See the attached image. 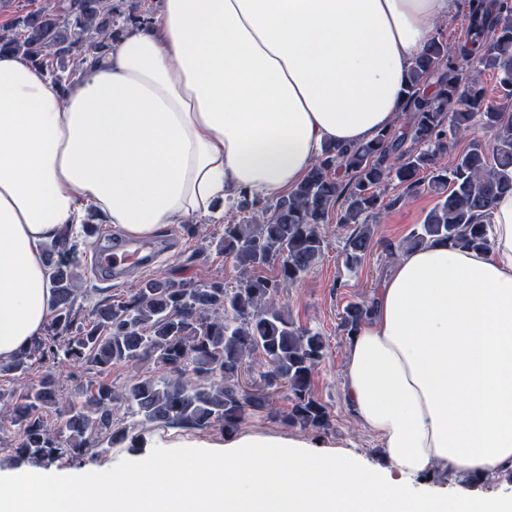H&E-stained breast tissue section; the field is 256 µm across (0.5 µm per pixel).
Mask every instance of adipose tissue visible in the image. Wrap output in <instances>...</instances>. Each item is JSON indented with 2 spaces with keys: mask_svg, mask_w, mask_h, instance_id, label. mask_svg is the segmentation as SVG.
I'll return each instance as SVG.
<instances>
[{
  "mask_svg": "<svg viewBox=\"0 0 512 512\" xmlns=\"http://www.w3.org/2000/svg\"><path fill=\"white\" fill-rule=\"evenodd\" d=\"M457 0H160L67 91L0 54V360L41 336L46 243L95 210L126 236L277 197L326 143L401 114L413 58ZM491 245L402 252L346 347L375 463L296 435H168L107 466L0 469V512H512L416 478L512 469V193Z\"/></svg>",
  "mask_w": 512,
  "mask_h": 512,
  "instance_id": "ef3b65f1",
  "label": "adipose tissue"
}]
</instances>
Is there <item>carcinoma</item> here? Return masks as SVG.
I'll list each match as a JSON object with an SVG mask.
<instances>
[{"label": "carcinoma", "mask_w": 512, "mask_h": 512, "mask_svg": "<svg viewBox=\"0 0 512 512\" xmlns=\"http://www.w3.org/2000/svg\"><path fill=\"white\" fill-rule=\"evenodd\" d=\"M36 0L16 10L0 28V52L9 51L45 69L65 88L100 60L130 30L148 25L150 0ZM466 36L455 47L435 37L417 55L408 74L404 125L392 126L351 146L327 145L307 177L291 192L264 199L245 191L228 211L239 222L224 225L215 247L242 270L237 284L180 283L146 277L126 299L98 305L82 323L74 312V258L71 231L46 245L53 268L56 305L46 333L17 356L0 360V374L30 375L44 364L70 362L93 371L94 378L69 397L52 375L21 390H0L12 409L9 424L19 443L11 461L42 463L79 460L104 453L140 427L150 429L219 427L236 432L255 412L269 409L265 389L244 391L238 377L249 356L271 366L266 385L280 381L287 389L288 412L269 414L288 426L323 429L327 406L313 394V372L325 353L324 337L300 326L276 303L281 289L294 284L321 259L326 247L322 226L354 225L344 248V265L360 266L373 247L369 220L386 209L380 187L391 181L410 194L431 174L438 202L424 223L406 239L384 245L396 251L447 241L487 249L495 199L512 191V0L489 10L486 0H466ZM479 61L496 73L499 96L487 102L471 78ZM431 85L433 93L423 88ZM492 132V141H471L455 154L454 143L474 124ZM278 261L269 278L260 271ZM373 302L349 304L340 317L346 335L372 312ZM151 360L155 370L134 378L118 393L102 377L121 364ZM124 403L132 423L116 428L112 402ZM58 418L52 433L43 416Z\"/></svg>", "instance_id": "1"}]
</instances>
